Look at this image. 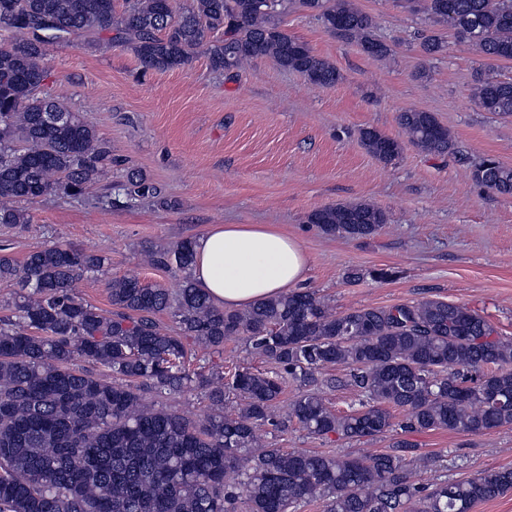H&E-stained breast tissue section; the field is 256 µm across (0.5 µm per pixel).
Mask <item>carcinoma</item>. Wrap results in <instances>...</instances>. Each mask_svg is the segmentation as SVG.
<instances>
[{
	"label": "carcinoma",
	"mask_w": 512,
	"mask_h": 512,
	"mask_svg": "<svg viewBox=\"0 0 512 512\" xmlns=\"http://www.w3.org/2000/svg\"><path fill=\"white\" fill-rule=\"evenodd\" d=\"M447 24L489 60H512V0H404ZM381 60L390 48L375 35V16L352 0H0V224H29L19 207L47 195L78 196L108 175L109 148L78 112L44 93L49 46L107 31L146 70L190 64L203 49L211 69L232 72L259 58L328 88L342 75L279 22L290 8ZM224 37H218V34ZM484 112L512 116V80H475ZM421 152L444 157L454 137L434 114L399 113ZM366 151L388 165L403 142L363 128ZM488 191L512 195V167L493 157L472 170ZM130 200L158 188L131 173ZM308 220L328 234L367 239L388 223L367 203H338ZM194 242L150 253L158 268L188 270ZM107 258L55 243L18 261L0 248V281L18 287L0 316V512H295L320 501L323 512H471L512 490V470L444 481L415 480V446L365 456L267 448L257 431L286 378L306 390L290 417L315 438H374L402 432L477 433L512 427V338L464 305L424 299L335 312L310 290H290L243 310L218 308L193 278L176 292L136 276L107 283L112 310L84 301L76 288ZM171 314L179 333L156 319ZM242 336L283 375L237 370L190 374L191 349H224ZM349 369L359 408L340 414L307 389L315 374ZM195 383L211 413L201 421L144 403L140 388L180 391ZM239 399L224 411L226 396ZM406 413L395 424L393 410Z\"/></svg>",
	"instance_id": "1"
}]
</instances>
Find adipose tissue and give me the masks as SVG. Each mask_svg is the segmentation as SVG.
<instances>
[{"mask_svg": "<svg viewBox=\"0 0 512 512\" xmlns=\"http://www.w3.org/2000/svg\"><path fill=\"white\" fill-rule=\"evenodd\" d=\"M309 259L299 242L261 224H216L196 240L191 273L224 307L245 308L302 283Z\"/></svg>", "mask_w": 512, "mask_h": 512, "instance_id": "ef3b65f1", "label": "adipose tissue"}]
</instances>
